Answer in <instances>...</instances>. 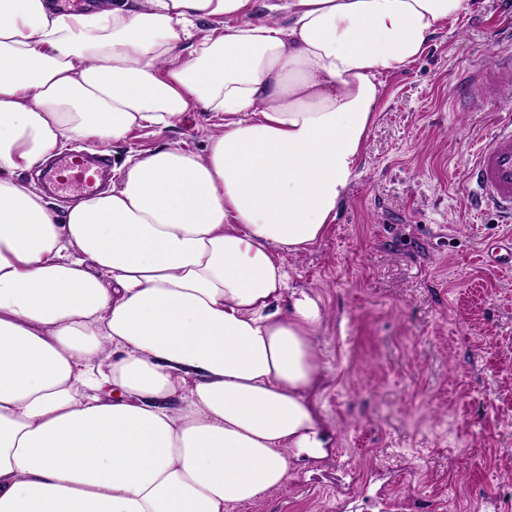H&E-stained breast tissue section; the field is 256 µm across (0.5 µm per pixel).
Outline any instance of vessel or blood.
I'll return each mask as SVG.
<instances>
[{"instance_id": "obj_1", "label": "vessel or blood", "mask_w": 512, "mask_h": 512, "mask_svg": "<svg viewBox=\"0 0 512 512\" xmlns=\"http://www.w3.org/2000/svg\"><path fill=\"white\" fill-rule=\"evenodd\" d=\"M481 79L495 98L512 102V67L490 65L483 69ZM108 167L107 156L75 150L60 157L49 180L59 190L79 184L91 195ZM468 182L471 208L492 209L501 223L512 224V119L480 145L469 165Z\"/></svg>"}]
</instances>
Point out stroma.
Instances as JSON below:
<instances>
[{"label":"stroma","instance_id":"stroma-1","mask_svg":"<svg viewBox=\"0 0 512 512\" xmlns=\"http://www.w3.org/2000/svg\"><path fill=\"white\" fill-rule=\"evenodd\" d=\"M512 56V0H469L383 98L336 220L291 255L290 285L328 315L318 403L340 436L285 488L232 512H512V270L485 263L511 232L470 209L467 168L512 103L471 86ZM196 110L107 146L113 167L165 145L202 151Z\"/></svg>","mask_w":512,"mask_h":512}]
</instances>
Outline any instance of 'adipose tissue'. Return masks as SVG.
Masks as SVG:
<instances>
[{
  "label": "adipose tissue",
  "instance_id": "1",
  "mask_svg": "<svg viewBox=\"0 0 512 512\" xmlns=\"http://www.w3.org/2000/svg\"><path fill=\"white\" fill-rule=\"evenodd\" d=\"M466 4L0 0V512H230L332 447L288 255L334 222L381 75ZM198 109L203 152L64 213L19 175Z\"/></svg>",
  "mask_w": 512,
  "mask_h": 512
}]
</instances>
